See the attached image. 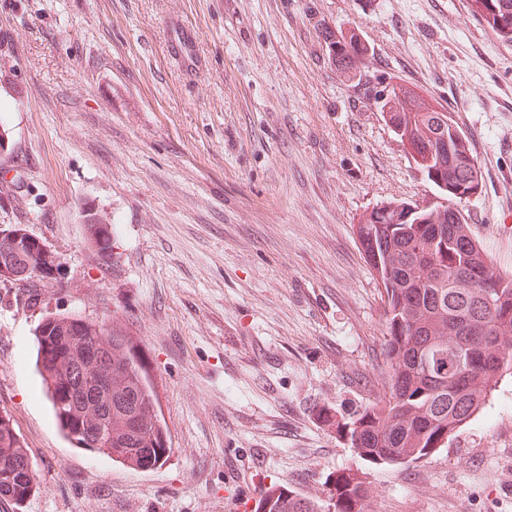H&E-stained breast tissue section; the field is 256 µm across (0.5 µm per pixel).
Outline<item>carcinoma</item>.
<instances>
[{
	"instance_id": "cac0c4a2",
	"label": "carcinoma",
	"mask_w": 512,
	"mask_h": 512,
	"mask_svg": "<svg viewBox=\"0 0 512 512\" xmlns=\"http://www.w3.org/2000/svg\"><path fill=\"white\" fill-rule=\"evenodd\" d=\"M475 11L512 42V0H472ZM336 70L349 73L366 49L336 42ZM400 108L387 113L444 202L419 207L393 200L366 213L355 227L366 263L385 298V377L373 402L338 424L363 459L401 464L429 456L466 423L512 372V277L494 267L464 224L459 204L477 194L482 174L467 136L448 113L414 91L391 89ZM0 239V278L42 266L41 251L25 229ZM89 243L103 258L110 236L97 228ZM37 367L54 418L65 438L122 464L140 467L166 458L167 428L154 412L157 396L142 361L116 325L100 336L98 323L77 314H49L34 330ZM85 351L101 377L65 356ZM99 402L90 424L81 405ZM34 485L28 450L11 419L0 416V502H22ZM369 486L352 470L336 477L324 504L290 491L269 493L256 512H365Z\"/></svg>"
}]
</instances>
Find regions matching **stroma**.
<instances>
[{
    "instance_id": "35a3bbf8",
    "label": "stroma",
    "mask_w": 512,
    "mask_h": 512,
    "mask_svg": "<svg viewBox=\"0 0 512 512\" xmlns=\"http://www.w3.org/2000/svg\"><path fill=\"white\" fill-rule=\"evenodd\" d=\"M176 27L197 32L198 63L170 55ZM341 35L367 48L349 74ZM390 83L465 132L482 189L464 220L512 276V42L471 0H0V229L60 267L35 304L0 279V415L37 485L0 512H251L260 471L322 503L346 468L369 512H512V376L422 460H362L331 422L384 379V304L354 226L436 194L376 97ZM51 313L123 326L166 460L132 468L62 436L34 366Z\"/></svg>"
}]
</instances>
